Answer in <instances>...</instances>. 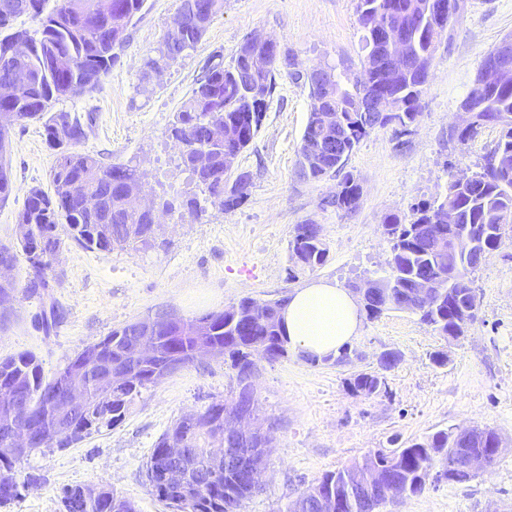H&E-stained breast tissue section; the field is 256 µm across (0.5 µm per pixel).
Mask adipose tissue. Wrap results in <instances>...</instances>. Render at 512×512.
I'll return each instance as SVG.
<instances>
[{"mask_svg": "<svg viewBox=\"0 0 512 512\" xmlns=\"http://www.w3.org/2000/svg\"><path fill=\"white\" fill-rule=\"evenodd\" d=\"M281 320L292 352L321 360L356 336L360 308L349 292L319 281L289 294Z\"/></svg>", "mask_w": 512, "mask_h": 512, "instance_id": "ef3b65f1", "label": "adipose tissue"}]
</instances>
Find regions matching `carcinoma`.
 <instances>
[{
    "mask_svg": "<svg viewBox=\"0 0 512 512\" xmlns=\"http://www.w3.org/2000/svg\"><path fill=\"white\" fill-rule=\"evenodd\" d=\"M146 0H55L46 10V0H0V156L6 152L7 134L15 124L40 122L48 145L58 151L51 174L53 192L39 187L29 189L16 224L25 233L16 236V245H0V265L14 267L16 249H21L29 263L26 290L38 294L49 287L46 275L53 270L57 257L72 240L86 249L110 251L116 247L141 251L155 247L158 224L155 212L141 207L137 200L144 192L143 174L128 163H105L94 154L78 149L87 137L81 119L69 112H54L53 105L79 91L96 88L111 70L117 59L116 50L127 38L114 37L116 20L128 29ZM430 0H357V22L363 31L366 59L376 51L372 22L375 19L400 21L405 30L406 50L416 67L400 75L388 92L395 96L396 112L376 124L370 114L360 112L357 103L364 92L383 89V77L377 71H364L349 84L333 83V92L326 103L330 112H340L345 122L346 150L338 156H324L321 166L304 177L318 180L342 174L334 204L336 209L351 212L362 198V186L350 172H343L345 160L355 146L371 131L390 125L407 132L419 115L420 98L435 60V44L444 30L432 27L429 15ZM183 20L167 32L155 55L145 59L144 76L158 74L170 59L193 50L201 41L211 21L224 12V0H180ZM27 16L35 29H15L13 22ZM248 46L236 49L231 64L217 63L208 68L191 95L175 113L168 129L169 137L178 146L181 165L193 175L200 195L186 197L180 207L193 216L202 212L199 196L222 211L240 206L251 174L238 170V159L224 152V138L237 141L244 151L254 139L273 92L275 73L280 66H292L290 56L259 73V91L251 92L243 79ZM14 71L27 76L26 87L18 93L4 94L8 78ZM489 103L485 111L475 116L473 124L453 134L459 142L471 138L477 128L497 126L501 136L486 152L474 178L461 183L448 179L442 196L432 203H422L412 210L408 223L395 215L386 217L385 232L391 242L387 292H370L363 308L371 318L383 311H407L415 279L428 276L441 284L448 280L452 268L472 278L479 268L480 257L497 250V241L512 231V75L502 80L496 89L487 91ZM315 111H310L302 135L301 147L324 140L329 131L317 124ZM237 173L232 186L228 177ZM458 210L456 228L470 229L476 242L473 251L454 249L436 255L440 241L448 239V225L435 220L439 208ZM290 251L301 259L299 269L314 270L325 264L328 249L322 236L309 231V224L295 226L289 242ZM473 298L461 301L448 297L443 288L441 298L429 309L416 312L421 322L433 327L442 337L462 336L475 315L465 314ZM255 299L244 297L230 306L206 329L198 327L196 318L183 319L180 330H174L165 314L150 317L154 325L152 345L155 356L148 366L129 365L130 380L112 390L111 399H101L100 387L94 378L71 391L61 384L70 379L72 369L87 365L99 358H117L116 348L128 347L138 340L134 323L128 322L113 329L105 338L78 352L53 379L45 380L42 367L32 353H20L0 359V508L19 498V494L4 496L9 489H20L35 478L25 471L27 456L12 453V434L9 425L17 427L34 420L52 436V448H69L93 433L109 429L121 422L142 391L162 382L159 368L169 358H177L186 367L196 360L195 349L201 343L229 348L231 366L242 368L256 364L255 357L274 361L288 356V340L277 317L249 314ZM62 312L55 300H50L41 315L42 328L49 332L60 322ZM398 354L385 352L380 357L379 372H359L349 382L351 391L366 398L378 395L385 386L383 372L398 362ZM76 392L79 402L73 412L70 429L61 433L55 429L51 401H64ZM233 408L222 400L214 401L202 411H194L197 428L182 429L186 415L179 416L172 427L155 444L146 465L147 479L155 482L157 496L166 501L173 512H182L179 496L160 485L162 472L169 462L166 457L168 438L177 433L187 438L194 451L184 468L190 483L204 480L199 488L196 512H240L242 503L252 495L249 483L235 469L214 474L209 469L216 449L224 447V409ZM466 441H452V433L440 430L431 437L411 440L397 448L366 456L348 467L325 474L314 486L299 495L302 512H320L319 498L336 489V482L353 478L363 469L399 458L400 472L391 476L377 497L386 500L385 489L402 485L411 495H419L425 485L420 471L430 466L433 454L444 448H465ZM60 501L72 504L69 512H136L134 503L104 486L73 485L64 488ZM365 493L354 489L345 501L342 512H367Z\"/></svg>",
    "mask_w": 512,
    "mask_h": 512,
    "instance_id": "carcinoma-1",
    "label": "carcinoma"
}]
</instances>
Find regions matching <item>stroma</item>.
Listing matches in <instances>:
<instances>
[{
	"mask_svg": "<svg viewBox=\"0 0 512 512\" xmlns=\"http://www.w3.org/2000/svg\"><path fill=\"white\" fill-rule=\"evenodd\" d=\"M357 0H225L195 50L168 61L160 74L144 78L147 56L172 27L179 0H147L129 29L119 60L92 91L56 103V110L90 116L81 145L107 163L138 164L145 173L144 199L172 203L159 216L166 247L139 252L89 250L66 242L56 260L57 279L47 295L24 291L26 261L13 270L17 291L11 315L0 322V357L30 352L45 379L69 358L99 342L113 328L161 311L198 318L252 297L276 300L316 281L342 289L383 276L391 243L384 220L406 218L412 207L434 202L449 173H472L497 142L501 130L484 127L465 143L450 141L462 127L461 104L484 55L512 34V0H460L461 9L437 46L436 58L409 133L388 126L360 141L345 162L362 185L359 207L350 213L331 204L338 177L318 181L300 174V146L311 99L305 84L287 69L276 74L261 127L238 159L250 172L247 199L235 210L207 207L192 218L180 207L194 191L168 137L173 115L190 96L207 65L230 63L247 38L271 37L291 53L298 68L317 62L361 72L366 55L357 23ZM6 160L14 189L0 203V244L16 240V215L29 188L51 191L57 154L41 124L12 126ZM320 227L326 263L289 279V240L296 225ZM477 319L465 336L449 341L415 314L387 310L362 318L350 347L358 357L336 365L291 354L258 360L254 379L259 419L275 421L263 485L241 512H278L328 472L342 469L394 441L421 440L439 430L490 428L505 448L492 466L469 482L429 479L422 494L397 495L380 512H512V234L503 237L474 275ZM63 317L44 331L40 317L47 296ZM399 361L385 372L386 392L353 395L352 374L379 367L382 353ZM446 366L432 364L435 352ZM238 391L235 370L221 359H198L144 390L125 419L70 448L32 452L27 470L40 485L22 489L0 512H59L64 487L109 485L137 512H171L146 475L156 441L184 412L201 411Z\"/></svg>",
	"mask_w": 512,
	"mask_h": 512,
	"instance_id": "obj_1",
	"label": "stroma"
}]
</instances>
